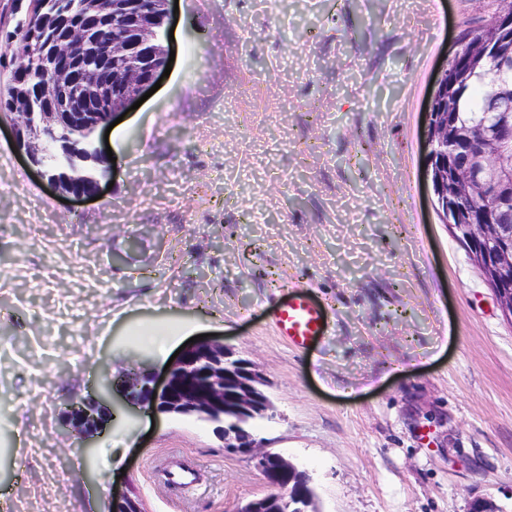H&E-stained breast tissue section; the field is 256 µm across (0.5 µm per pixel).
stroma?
I'll list each match as a JSON object with an SVG mask.
<instances>
[{
  "label": "stroma",
  "instance_id": "1",
  "mask_svg": "<svg viewBox=\"0 0 512 512\" xmlns=\"http://www.w3.org/2000/svg\"><path fill=\"white\" fill-rule=\"evenodd\" d=\"M512 0H178L169 77L113 127L112 188L62 199L0 132V512H232L262 474L212 425L120 414L62 440L63 402L187 323L270 381L257 431L319 512H512V323L423 179L425 108L462 35ZM328 318L298 349L274 313ZM200 467L176 488L157 472ZM292 297L275 313L274 325L279 336L297 348H304L309 342L325 332L327 321L324 310L309 298L298 286ZM108 512H145L143 503L136 493L129 488L112 492L108 502Z\"/></svg>",
  "mask_w": 512,
  "mask_h": 512
}]
</instances>
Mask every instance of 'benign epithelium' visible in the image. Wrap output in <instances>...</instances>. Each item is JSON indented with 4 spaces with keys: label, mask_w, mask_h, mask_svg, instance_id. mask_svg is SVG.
I'll list each match as a JSON object with an SVG mask.
<instances>
[{
    "label": "benign epithelium",
    "mask_w": 512,
    "mask_h": 512,
    "mask_svg": "<svg viewBox=\"0 0 512 512\" xmlns=\"http://www.w3.org/2000/svg\"><path fill=\"white\" fill-rule=\"evenodd\" d=\"M171 0H78L72 15L60 0H28L26 11L40 20L21 43L25 62L9 80L13 111L0 114L10 129L16 152L38 175L75 198L98 194L110 174L98 146L99 136L117 116L139 100L164 72L170 57ZM102 20L126 31L124 50L134 64L114 70L73 65L70 50L89 41ZM497 57L503 72L512 69V48L498 39L481 44ZM453 78L442 68L425 111V182L431 187L440 218L455 219L498 301L502 316L512 321V224L502 223L503 208L512 204V91L494 97L488 110L498 116L500 148L488 156L484 134L459 128L449 116ZM57 173L48 170V160ZM265 375L236 347L219 339L196 342L164 372L162 380L129 370L116 382L105 372L97 399L64 403L65 433L77 438V450L88 455V439L102 428L103 405L122 388L125 409L138 408L154 417L195 416L215 425L224 450L252 461L267 486L276 490L292 512H315L308 473L284 455L265 449L255 434L240 431V420L270 417L273 405ZM111 512H145L136 493H112Z\"/></svg>",
    "instance_id": "benign-epithelium-1"
}]
</instances>
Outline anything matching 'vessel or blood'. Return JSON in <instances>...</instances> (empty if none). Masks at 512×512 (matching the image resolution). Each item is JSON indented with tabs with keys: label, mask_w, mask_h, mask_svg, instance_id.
I'll return each mask as SVG.
<instances>
[{
	"label": "vessel or blood",
	"mask_w": 512,
	"mask_h": 512,
	"mask_svg": "<svg viewBox=\"0 0 512 512\" xmlns=\"http://www.w3.org/2000/svg\"><path fill=\"white\" fill-rule=\"evenodd\" d=\"M274 325L289 344L302 348L324 334L327 321L324 310L306 292L296 288L288 302L277 310Z\"/></svg>",
	"instance_id": "1"
}]
</instances>
